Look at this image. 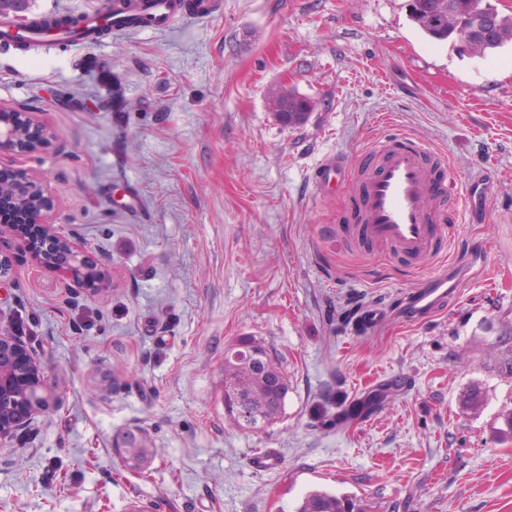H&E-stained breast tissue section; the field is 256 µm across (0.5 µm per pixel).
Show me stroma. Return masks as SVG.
Instances as JSON below:
<instances>
[{"mask_svg":"<svg viewBox=\"0 0 512 512\" xmlns=\"http://www.w3.org/2000/svg\"><path fill=\"white\" fill-rule=\"evenodd\" d=\"M223 2L113 35L97 74L57 44L0 50V103L56 136L0 169L37 181L56 233L112 261L108 290L68 306L21 252L0 284V321L66 393L35 447L0 449V512H294L317 487L359 512H512V42L458 54L406 0ZM281 85L314 102L304 126L270 111ZM399 132L471 194L434 259L358 246L347 187L311 186L321 161L365 165ZM443 266V310L357 332L363 309L399 307ZM246 335L289 381L283 418L252 431L222 390L224 350ZM474 385L484 403L463 408ZM371 393L380 411L337 420ZM128 429L155 449L139 473L112 450ZM259 453L278 467L256 471Z\"/></svg>","mask_w":512,"mask_h":512,"instance_id":"1","label":"stroma"}]
</instances>
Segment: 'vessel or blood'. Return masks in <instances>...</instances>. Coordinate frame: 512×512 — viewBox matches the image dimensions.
<instances>
[{
	"mask_svg": "<svg viewBox=\"0 0 512 512\" xmlns=\"http://www.w3.org/2000/svg\"><path fill=\"white\" fill-rule=\"evenodd\" d=\"M178 9L176 0H150L146 13L153 28L161 30ZM128 29L125 14L95 10L65 30L64 36L73 49L87 51L103 37ZM373 152L378 155V162L358 180L365 199L366 238L414 259L428 256L437 223L428 201L433 198L455 208L460 204L458 194L445 182L436 180L428 163L433 150L416 139L399 134L377 143ZM450 293L447 274H435L422 281L395 314L409 323L423 320L442 307Z\"/></svg>",
	"mask_w": 512,
	"mask_h": 512,
	"instance_id": "vessel-or-blood-1",
	"label": "vessel or blood"
}]
</instances>
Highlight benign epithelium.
Segmentation results:
<instances>
[{"mask_svg": "<svg viewBox=\"0 0 512 512\" xmlns=\"http://www.w3.org/2000/svg\"><path fill=\"white\" fill-rule=\"evenodd\" d=\"M32 123L33 113L0 103V154L19 146L29 152L49 147L54 139L50 132L39 142L26 139L25 130ZM30 209L57 248L58 261L49 263L39 256L19 228L0 225V236H10L19 251L55 276L66 300L80 292L96 295L107 289L109 264L94 260L88 246L77 239L55 234L46 201L39 198ZM63 399L64 391L50 381L44 359L22 336L0 326V446L34 444L40 433L38 418L61 405Z\"/></svg>", "mask_w": 512, "mask_h": 512, "instance_id": "1", "label": "benign epithelium"}]
</instances>
